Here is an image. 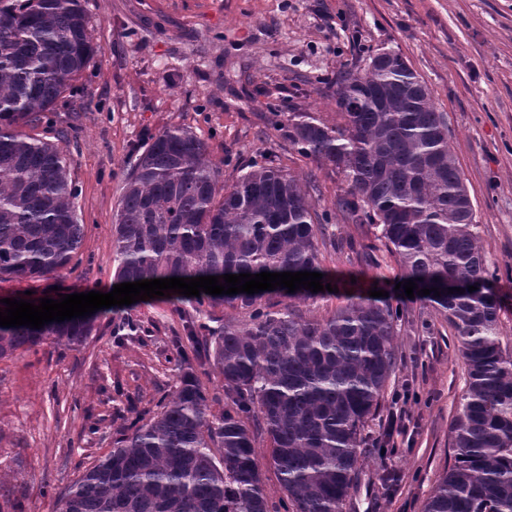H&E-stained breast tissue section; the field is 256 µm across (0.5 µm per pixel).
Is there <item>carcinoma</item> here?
I'll return each instance as SVG.
<instances>
[{
	"label": "carcinoma",
	"instance_id": "1",
	"mask_svg": "<svg viewBox=\"0 0 512 512\" xmlns=\"http://www.w3.org/2000/svg\"><path fill=\"white\" fill-rule=\"evenodd\" d=\"M94 54L81 0H0V277L40 278L78 257L77 189L58 146L14 131L39 124ZM343 123L300 112L288 143L347 182L342 219L373 230L403 279L430 294L459 333L467 388L452 427L454 462L425 512H512V352L498 336L473 203L448 143V119L399 57L377 56L336 82ZM301 182L273 165L231 185L187 127L136 155L112 227L118 282L319 272L329 225ZM475 286L477 290L468 291ZM457 288L451 293L449 289ZM301 288L190 297L188 336L224 379V410L190 374L123 427L55 512H274L258 440L295 512H341L361 462V430L397 361L402 314L350 297L321 317ZM226 307L233 313L218 314ZM216 322L214 328L210 323ZM95 315L40 329L0 327V357L90 335Z\"/></svg>",
	"mask_w": 512,
	"mask_h": 512
}]
</instances>
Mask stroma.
Segmentation results:
<instances>
[{"mask_svg": "<svg viewBox=\"0 0 512 512\" xmlns=\"http://www.w3.org/2000/svg\"><path fill=\"white\" fill-rule=\"evenodd\" d=\"M94 56L54 124L18 125L56 144L77 188L79 267L39 279L1 278L0 299L110 292L112 226L135 148L172 125L190 127L232 184L251 166L316 174L314 201L339 247L321 246L331 290L314 315L347 296L387 291L402 312L398 368L363 434L368 448L342 512H424L452 464L451 423L466 390L457 332L422 296L396 288L387 251L365 261L343 246L362 229L336 200L347 188L330 166L284 137L293 114L341 123L336 81L382 50L401 54L448 118V143L469 189L488 284L512 345V0H82ZM189 301L163 297L99 310L83 343L45 342L0 358V512H54L85 467L109 454L115 430L170 396ZM138 323L137 335L118 325ZM411 383L404 434H387L393 395Z\"/></svg>", "mask_w": 512, "mask_h": 512, "instance_id": "35a3bbf8", "label": "stroma"}]
</instances>
